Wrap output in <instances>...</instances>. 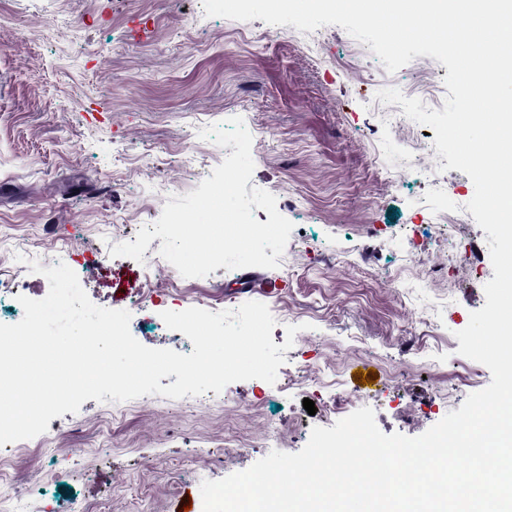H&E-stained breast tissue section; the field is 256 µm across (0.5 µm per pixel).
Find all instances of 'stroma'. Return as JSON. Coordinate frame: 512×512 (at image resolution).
Segmentation results:
<instances>
[{"instance_id": "stroma-1", "label": "stroma", "mask_w": 512, "mask_h": 512, "mask_svg": "<svg viewBox=\"0 0 512 512\" xmlns=\"http://www.w3.org/2000/svg\"><path fill=\"white\" fill-rule=\"evenodd\" d=\"M245 28L268 25L207 16L203 0H0V278L44 298L49 282L29 263L69 241L89 299L129 311L147 347L193 350L183 333L153 327L165 310L258 301L275 344L299 328L275 383H231L224 402L89 399L51 419L49 447L0 453V475H42L24 499L52 498L58 512L75 495L108 512H203L202 482L267 456L268 426L283 452H299L341 399L351 412L372 408L383 433L414 437L492 380L455 337L493 276L487 235L466 209L474 185L446 169L426 125H395L401 105L377 97L395 88L443 110L446 67L417 56L388 72L337 25L235 39ZM232 117L252 136V186L294 225L277 268L201 278L162 268L151 277L156 307L134 309L143 265L111 256L113 235L135 241L147 199L210 177L231 150L199 132ZM334 373L336 386L319 385Z\"/></svg>"}]
</instances>
